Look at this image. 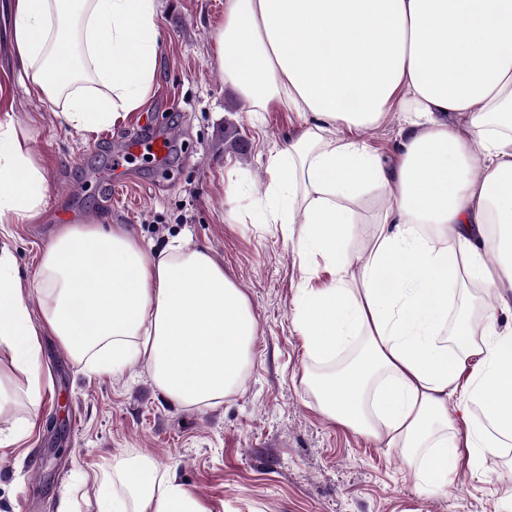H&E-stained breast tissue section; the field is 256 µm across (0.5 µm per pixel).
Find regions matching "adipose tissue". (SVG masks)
<instances>
[{
    "label": "adipose tissue",
    "instance_id": "1",
    "mask_svg": "<svg viewBox=\"0 0 512 512\" xmlns=\"http://www.w3.org/2000/svg\"><path fill=\"white\" fill-rule=\"evenodd\" d=\"M161 8L14 0L31 93L81 133L124 121L154 90ZM213 39L246 111L298 117L257 207L304 272L292 324L321 411L400 449L423 491L512 446V327L498 325L512 313V0H224ZM393 113L405 122L386 159L362 133ZM369 189L386 204L362 257L347 239ZM46 192L41 159L0 119V224L38 223ZM15 266L0 248V344L27 374L30 403L46 332L90 373L144 365L186 407L241 387L256 336L249 299L190 237L159 251L121 224H65L32 279ZM474 288L493 303L454 315ZM357 337L363 356L333 370ZM98 512L208 510L138 455L102 482Z\"/></svg>",
    "mask_w": 512,
    "mask_h": 512
}]
</instances>
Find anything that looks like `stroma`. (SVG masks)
I'll return each instance as SVG.
<instances>
[{"label":"stroma","instance_id":"stroma-1","mask_svg":"<svg viewBox=\"0 0 512 512\" xmlns=\"http://www.w3.org/2000/svg\"><path fill=\"white\" fill-rule=\"evenodd\" d=\"M223 16L224 0H164L152 95L124 123L85 135L28 94L12 0H0V117L13 118L48 178L42 222L0 226L20 277L35 275L62 224H123L160 250L187 233L245 291L256 321L243 385L207 409L167 397L140 366L86 373L49 335L34 408L0 346V379L18 395L0 417V512H59L66 496L75 512H97L98 477L137 455L174 472L208 512H504L512 448L486 458L493 481L463 463L450 487L422 492L401 454L328 419L301 383L303 342L291 319L303 272L278 226L253 208L296 117L244 111L215 58ZM167 134L160 163L144 142ZM129 140L140 148L127 150Z\"/></svg>","mask_w":512,"mask_h":512}]
</instances>
